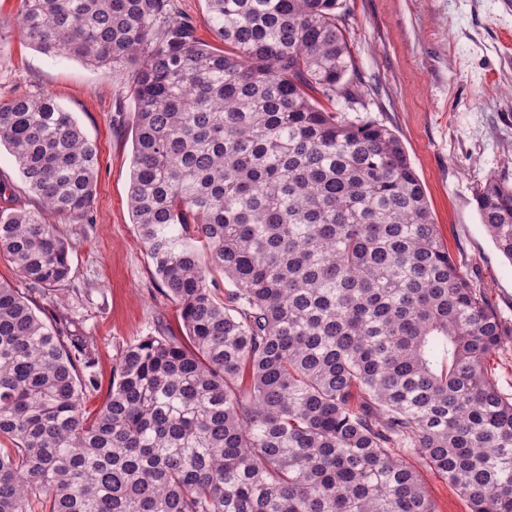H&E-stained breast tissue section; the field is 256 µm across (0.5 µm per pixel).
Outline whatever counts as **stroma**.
<instances>
[{
    "mask_svg": "<svg viewBox=\"0 0 512 512\" xmlns=\"http://www.w3.org/2000/svg\"><path fill=\"white\" fill-rule=\"evenodd\" d=\"M19 0H0L12 23L0 32V101L46 92L73 112L99 147L91 221L50 215L73 246L70 278L54 291L19 277L0 256V281L24 296L45 322L66 316L86 338L99 409L112 365L127 344L157 324L180 332L132 222L127 197L133 155V84L128 69L102 72L75 58L44 54L26 42ZM339 25L348 41L352 99L326 102L349 119H370L396 133L422 180L450 254L512 322V262L495 247L476 209L487 178L512 183V0H343ZM0 180L12 191L0 210L36 211L15 161L0 147ZM436 512H469L446 480L411 459Z\"/></svg>",
    "mask_w": 512,
    "mask_h": 512,
    "instance_id": "obj_1",
    "label": "stroma"
}]
</instances>
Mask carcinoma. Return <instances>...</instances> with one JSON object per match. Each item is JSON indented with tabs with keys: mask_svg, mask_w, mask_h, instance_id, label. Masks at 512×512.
Segmentation results:
<instances>
[{
	"mask_svg": "<svg viewBox=\"0 0 512 512\" xmlns=\"http://www.w3.org/2000/svg\"><path fill=\"white\" fill-rule=\"evenodd\" d=\"M205 4L222 49L172 0H20L37 50L133 68L128 205L185 335L123 348L91 416L87 340L0 282V512H436L413 456L512 512V323L401 140L317 101L352 96L340 0ZM1 144L41 210L0 211V253L50 291L72 246L45 214L90 212L99 148L45 93L0 103ZM475 201L512 262V185ZM496 367L499 385L509 393H512V344L499 351L491 361Z\"/></svg>",
	"mask_w": 512,
	"mask_h": 512,
	"instance_id": "1",
	"label": "carcinoma"
}]
</instances>
